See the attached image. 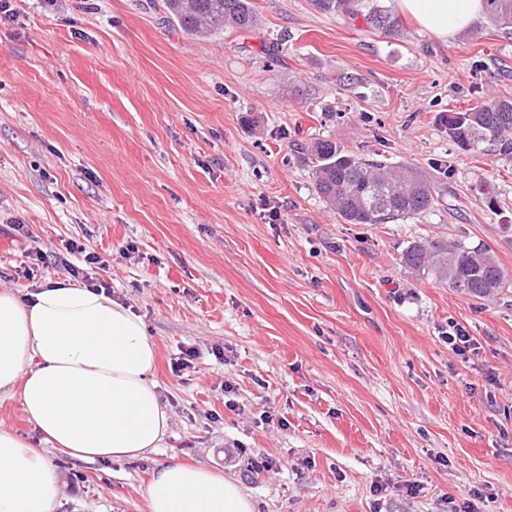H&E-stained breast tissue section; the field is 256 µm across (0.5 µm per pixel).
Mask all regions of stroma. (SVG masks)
<instances>
[{"instance_id": "obj_1", "label": "stroma", "mask_w": 512, "mask_h": 512, "mask_svg": "<svg viewBox=\"0 0 512 512\" xmlns=\"http://www.w3.org/2000/svg\"><path fill=\"white\" fill-rule=\"evenodd\" d=\"M251 3L257 28L205 39L165 0L0 16V289L67 280L30 248L98 254L87 274L142 317L170 417L139 459L45 447L54 512H148L172 455L255 512H512V286L475 299L400 263L432 236L482 241L512 279V154L461 150L440 122L512 97V33L483 18L445 42L404 15L394 39L311 0ZM314 137L430 173L437 203L345 223L293 150ZM448 336L445 339L448 341L450 349L458 356L467 357V354L474 352L475 343L467 332V330L453 322L448 325Z\"/></svg>"}]
</instances>
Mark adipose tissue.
Returning a JSON list of instances; mask_svg holds the SVG:
<instances>
[{
	"mask_svg": "<svg viewBox=\"0 0 512 512\" xmlns=\"http://www.w3.org/2000/svg\"><path fill=\"white\" fill-rule=\"evenodd\" d=\"M440 39L471 29L485 0H398ZM142 318L105 291L64 281L0 290V393L19 392L43 440L80 460L155 452L169 417L151 378ZM64 480L41 448L0 427V512H53ZM149 512H254L239 483L171 457L146 489Z\"/></svg>",
	"mask_w": 512,
	"mask_h": 512,
	"instance_id": "obj_1",
	"label": "adipose tissue"
}]
</instances>
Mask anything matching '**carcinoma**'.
I'll list each match as a JSON object with an SVG mask.
<instances>
[{"mask_svg": "<svg viewBox=\"0 0 512 512\" xmlns=\"http://www.w3.org/2000/svg\"><path fill=\"white\" fill-rule=\"evenodd\" d=\"M489 21L512 30V0H486ZM324 14L362 15L373 29L399 36L401 25L392 10L362 0H312ZM170 17L182 31L208 37L229 27L250 31L258 24L251 0H167ZM448 137L463 150L482 145L512 153V98L492 97L464 112L440 117ZM318 195L349 224H384L413 218L435 203L432 177L403 164L359 157L331 139L299 144ZM402 266L448 284L467 296L484 299L508 287L494 250L484 242L431 237L412 242L401 254Z\"/></svg>", "mask_w": 512, "mask_h": 512, "instance_id": "cac0c4a2", "label": "carcinoma"}]
</instances>
